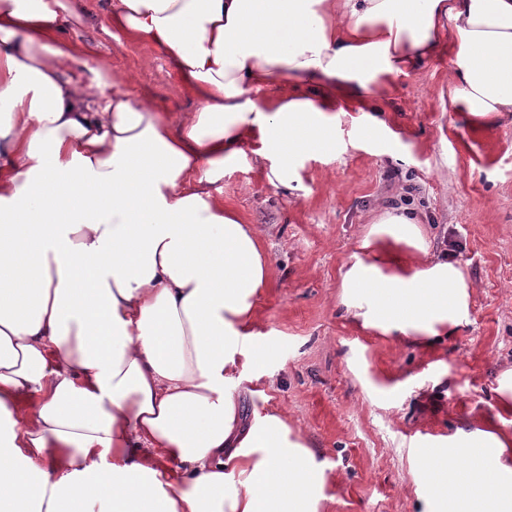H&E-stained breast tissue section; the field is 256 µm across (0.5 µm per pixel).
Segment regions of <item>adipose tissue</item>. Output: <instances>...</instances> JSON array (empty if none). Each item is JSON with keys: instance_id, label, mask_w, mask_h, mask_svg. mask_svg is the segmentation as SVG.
<instances>
[{"instance_id": "obj_1", "label": "adipose tissue", "mask_w": 512, "mask_h": 512, "mask_svg": "<svg viewBox=\"0 0 512 512\" xmlns=\"http://www.w3.org/2000/svg\"><path fill=\"white\" fill-rule=\"evenodd\" d=\"M119 38L158 49L198 107L174 116L99 76L68 35L84 0H0V512H319L314 452L275 411L227 387L273 352L254 308L272 284L252 225L208 191L257 142L273 187L295 158L335 149V116L303 93L363 85L455 30L452 100L512 112V0H109ZM281 93H250L268 78ZM380 260L345 294L365 324L437 335L467 285L420 268L412 223L389 213ZM469 467L423 447L431 512H512V450L462 435ZM494 469H487V460Z\"/></svg>"}]
</instances>
